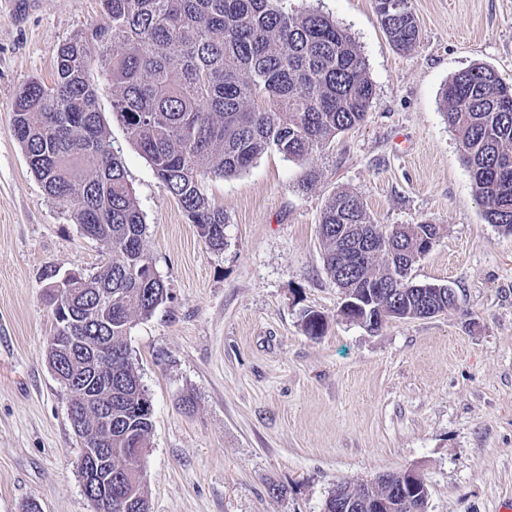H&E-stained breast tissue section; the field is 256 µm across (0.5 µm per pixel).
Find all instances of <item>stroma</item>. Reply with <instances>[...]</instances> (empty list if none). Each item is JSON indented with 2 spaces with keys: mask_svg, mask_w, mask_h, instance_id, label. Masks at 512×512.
Instances as JSON below:
<instances>
[{
  "mask_svg": "<svg viewBox=\"0 0 512 512\" xmlns=\"http://www.w3.org/2000/svg\"><path fill=\"white\" fill-rule=\"evenodd\" d=\"M410 2L420 35L402 52L375 0H284L352 35L371 107L308 164L270 150L237 176L206 177L224 211L220 247L113 121L100 85L167 289L126 339L153 405L140 464L149 512H324L337 483L406 470L428 489L425 512H498L512 498V235L476 202L442 101L476 64L512 82V0ZM101 19V0H0V512H93L67 392L47 360L45 275L93 274L110 255L31 173L11 107L28 82H52L60 46ZM309 167L318 181L307 189ZM340 191L375 223L438 225L410 277L453 288L456 308L376 331L338 317L319 224ZM306 310L325 317L322 336L305 333Z\"/></svg>",
  "mask_w": 512,
  "mask_h": 512,
  "instance_id": "stroma-1",
  "label": "stroma"
}]
</instances>
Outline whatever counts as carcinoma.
I'll return each mask as SVG.
<instances>
[{
	"instance_id": "1",
	"label": "carcinoma",
	"mask_w": 512,
	"mask_h": 512,
	"mask_svg": "<svg viewBox=\"0 0 512 512\" xmlns=\"http://www.w3.org/2000/svg\"><path fill=\"white\" fill-rule=\"evenodd\" d=\"M375 0L391 44L410 50L419 37L409 0ZM102 21L77 32L58 51L56 77L17 94L12 132L46 193L71 202L82 233L99 240L112 261L80 274L56 325L73 322L78 337L59 362L67 393L89 385L92 399L70 418L81 441L112 449V500L124 512H148L139 462L152 429V404L129 361L133 318H146L166 289L143 249L146 224L98 105L99 75L112 87V115L152 166L190 223L213 246L224 244V211L209 202L206 176L230 177L275 150L304 162L336 135L361 124L373 97L364 56L351 35L319 13H288L281 0H102ZM448 124L485 216L512 234V84L486 65L456 74L442 91ZM438 234L424 221L385 227L371 221L356 195L336 193L320 223L324 265L336 287L364 299L352 314L427 318L448 311L437 293L423 297L412 265ZM308 335L322 334L321 315L305 311ZM106 353L108 381H95L88 359ZM393 512H414L404 473Z\"/></svg>"
}]
</instances>
